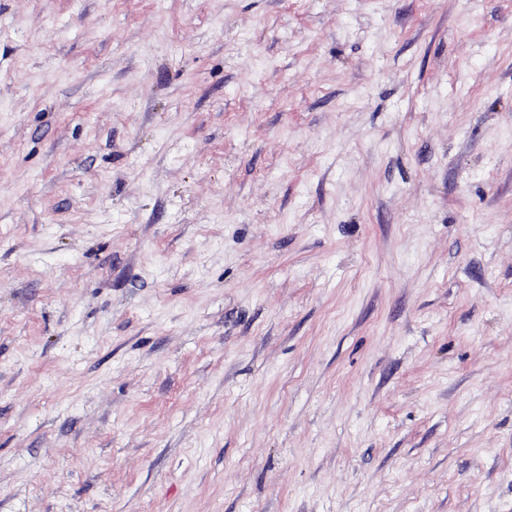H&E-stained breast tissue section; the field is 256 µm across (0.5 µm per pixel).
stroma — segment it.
<instances>
[{"label":"stroma","mask_w":512,"mask_h":512,"mask_svg":"<svg viewBox=\"0 0 512 512\" xmlns=\"http://www.w3.org/2000/svg\"><path fill=\"white\" fill-rule=\"evenodd\" d=\"M0 512H512V0H0Z\"/></svg>","instance_id":"stroma-1"}]
</instances>
